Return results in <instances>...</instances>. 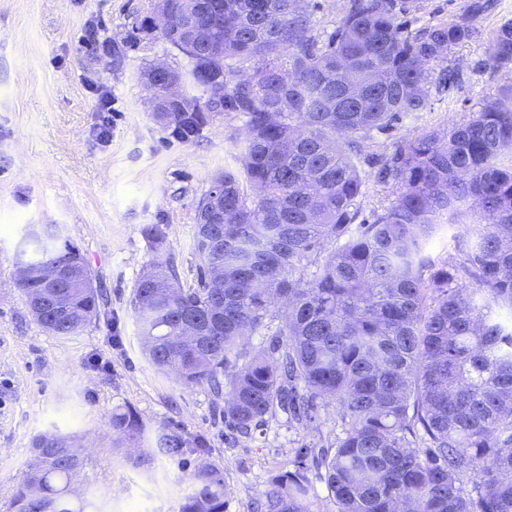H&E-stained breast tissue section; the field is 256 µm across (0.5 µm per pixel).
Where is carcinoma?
Returning a JSON list of instances; mask_svg holds the SVG:
<instances>
[{"instance_id": "carcinoma-1", "label": "carcinoma", "mask_w": 512, "mask_h": 512, "mask_svg": "<svg viewBox=\"0 0 512 512\" xmlns=\"http://www.w3.org/2000/svg\"><path fill=\"white\" fill-rule=\"evenodd\" d=\"M491 7L473 0L456 22L411 31L399 18L412 0H349L320 42L308 35L310 0L166 3V44L186 59L183 106L154 118L187 141L217 103L245 124L240 167L216 175L196 210L197 287L171 266L132 289L142 353L224 394V427L241 435L279 412L301 422L319 401L340 406L343 437L315 459L336 512H512V83L445 134L363 153L373 134L425 110L431 67ZM493 47L489 65L512 66V21ZM365 165L395 191L370 221ZM457 224L470 236L466 261L434 264L426 246ZM29 238L32 256L18 262L62 264L75 283L63 316L38 276L20 286L26 304L47 331L76 336L99 316L91 269L61 234ZM328 241L304 278L301 262ZM278 303L288 306L278 337L248 352L245 336ZM112 429L144 439L131 407L112 413ZM187 445L175 432L156 440L168 455ZM33 454L15 512H85L71 497L81 460L66 437L38 435ZM306 456L271 479L267 512H311ZM189 481L178 512H224L220 469Z\"/></svg>"}]
</instances>
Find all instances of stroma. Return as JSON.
Wrapping results in <instances>:
<instances>
[{
	"label": "stroma",
	"mask_w": 512,
	"mask_h": 512,
	"mask_svg": "<svg viewBox=\"0 0 512 512\" xmlns=\"http://www.w3.org/2000/svg\"><path fill=\"white\" fill-rule=\"evenodd\" d=\"M474 36L448 52L459 74L449 89L430 84L426 110L366 141L447 131L499 95L506 71L488 65L494 31L512 20V0H494ZM154 0H0V512L47 431L82 450L74 479L92 512H178L188 478L209 464L224 474V512H261L272 476L291 469L298 449L316 452L341 434V415L319 405L310 422L280 414L252 435L224 427L223 399L207 384L186 385L143 356L129 304L143 270L172 264L183 287L197 285L198 203L216 174L236 164L245 118L212 113L195 139L179 141L154 119L139 72L157 62L181 70L185 58L148 29ZM127 52L112 65V46ZM112 97V129L100 140L99 94ZM59 225L85 255L107 299L78 335L60 337L31 316L16 284V254L30 230ZM158 226L162 246L146 236ZM135 408L148 440L171 431L204 447L180 456L152 451L127 459L112 414Z\"/></svg>",
	"instance_id": "obj_1"
}]
</instances>
